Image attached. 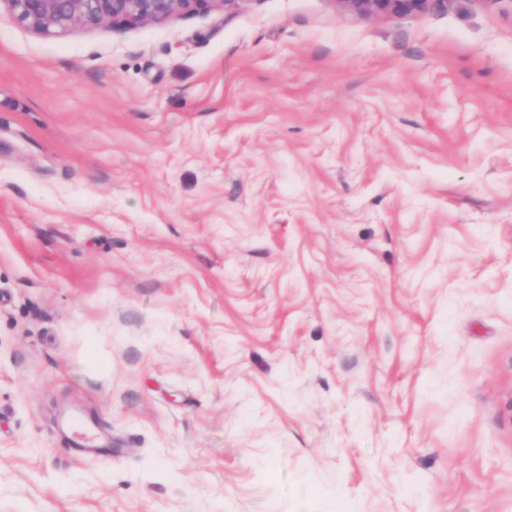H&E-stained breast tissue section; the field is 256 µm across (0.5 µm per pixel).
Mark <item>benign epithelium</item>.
I'll use <instances>...</instances> for the list:
<instances>
[{"label": "benign epithelium", "mask_w": 512, "mask_h": 512, "mask_svg": "<svg viewBox=\"0 0 512 512\" xmlns=\"http://www.w3.org/2000/svg\"><path fill=\"white\" fill-rule=\"evenodd\" d=\"M241 0H0L28 31L49 37L106 27L174 20L199 13L235 9ZM359 18L405 15L425 10L429 0H332Z\"/></svg>", "instance_id": "7a95c632"}]
</instances>
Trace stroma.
<instances>
[{"instance_id":"stroma-1","label":"stroma","mask_w":512,"mask_h":512,"mask_svg":"<svg viewBox=\"0 0 512 512\" xmlns=\"http://www.w3.org/2000/svg\"><path fill=\"white\" fill-rule=\"evenodd\" d=\"M0 512H512V0L1 10ZM241 0H1L28 31L49 37L106 27L174 20L199 13L235 9ZM336 7L359 18L405 15L425 10L429 0H333Z\"/></svg>"}]
</instances>
